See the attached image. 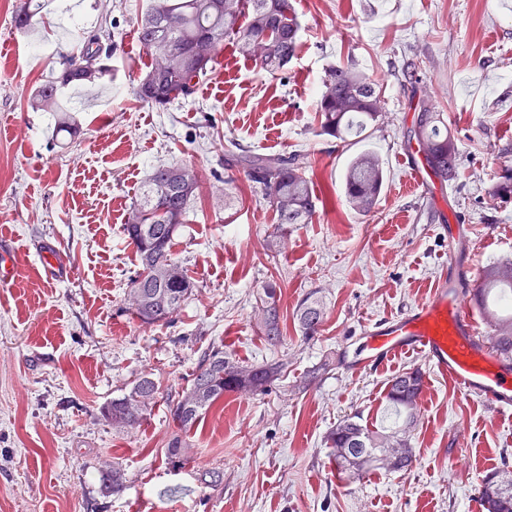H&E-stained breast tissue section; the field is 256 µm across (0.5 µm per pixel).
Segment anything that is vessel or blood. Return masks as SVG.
<instances>
[{
    "instance_id": "vessel-or-blood-1",
    "label": "vessel or blood",
    "mask_w": 512,
    "mask_h": 512,
    "mask_svg": "<svg viewBox=\"0 0 512 512\" xmlns=\"http://www.w3.org/2000/svg\"><path fill=\"white\" fill-rule=\"evenodd\" d=\"M460 227L448 234V274L427 299L400 316L365 328L364 348L350 362L358 372L406 353H418L433 373L458 392L477 394L499 411H512V370L490 355L476 334L472 310L461 297Z\"/></svg>"
}]
</instances>
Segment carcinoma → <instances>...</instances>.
Segmentation results:
<instances>
[{
    "label": "carcinoma",
    "mask_w": 512,
    "mask_h": 512,
    "mask_svg": "<svg viewBox=\"0 0 512 512\" xmlns=\"http://www.w3.org/2000/svg\"><path fill=\"white\" fill-rule=\"evenodd\" d=\"M43 22L40 0H19L14 23L27 31ZM139 40L150 55L137 97L158 109L194 92V80L213 67L216 52L227 37H235L240 51L255 58L272 74L283 72L298 48L299 23L293 0H145L137 27ZM114 43L110 28H100L83 38L79 51L61 56L59 69L38 86L29 104L36 110L54 112L57 128L75 135L78 126L59 98L76 84H97L111 78L108 61ZM383 88L355 63L329 68L317 100L318 135L346 140L373 128L382 116ZM413 139L422 150L424 164L442 183L450 180L457 166V147L448 133L443 113L427 98L416 101ZM248 180L261 190L274 208L277 224H307L318 198L306 171V156H239ZM386 176L382 163L365 150L347 164L345 194L352 207L368 213L382 193ZM198 189L196 170L187 165H163L152 170L140 189L123 234L136 248L142 271L132 279L130 299L135 317L144 324L167 321L184 303L191 282L187 270L172 253L179 227L186 223L190 204ZM493 195L512 197V168L505 170ZM475 295L478 310L492 330L491 348L506 366H512V259L488 264L480 276ZM259 326L268 340L280 336L277 284L269 282L259 307ZM320 302L308 296L297 306L295 318L304 336L317 333L322 320ZM285 369L283 363L239 366L213 351L199 363L182 393L169 403L172 422L182 432L196 425L203 412L224 394L263 392ZM425 385L419 368L406 369L387 383L386 398L395 415L394 426L372 431L361 424L359 414L340 420L329 432L336 466L353 479L383 468L406 471L413 465L408 433L414 423L418 399ZM160 387L149 376L140 378L129 392L101 407L103 419L115 428L139 425L156 403ZM167 465L181 470L190 449L174 436L163 449ZM126 488L124 469L112 466L101 472L100 490L106 496ZM484 512H512V471L486 475L478 489Z\"/></svg>",
    "instance_id": "1"
}]
</instances>
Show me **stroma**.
Segmentation results:
<instances>
[{
  "mask_svg": "<svg viewBox=\"0 0 512 512\" xmlns=\"http://www.w3.org/2000/svg\"><path fill=\"white\" fill-rule=\"evenodd\" d=\"M14 2L0 0V252L13 261L0 282V512H475L482 478L512 470V415L457 392L417 354L358 373L344 362L366 326L419 305L446 273L449 214L465 226L474 274L512 259V199L493 194L512 167V0H296L299 50L286 71L265 73L229 38L193 96L165 111L134 95L150 62L136 39L143 0H41L45 24L28 32ZM106 24L111 81L61 99L75 110L72 138L29 98L59 53ZM347 60L384 97L378 125L343 142L319 135L315 107L326 70ZM416 93L443 112L459 152L442 212L402 187ZM232 144L306 154L319 198L311 222L277 238L268 200L224 168ZM364 150L386 171L368 213L343 187ZM173 164L199 179L173 247L191 291L171 321L147 326L130 310L140 264L123 226L149 173ZM269 281L281 287L275 343L258 328ZM311 294L325 315L307 339L294 311ZM217 349L239 365L288 368L265 392L215 402L182 434L188 465L172 470L168 403ZM417 367L413 466L336 478L329 431L356 412L388 426L387 383ZM146 374L160 385L151 414L113 428L102 406ZM115 462L128 487L101 497L99 472ZM212 470L223 484L203 487Z\"/></svg>",
  "mask_w": 512,
  "mask_h": 512,
  "instance_id": "obj_1",
  "label": "stroma"
}]
</instances>
